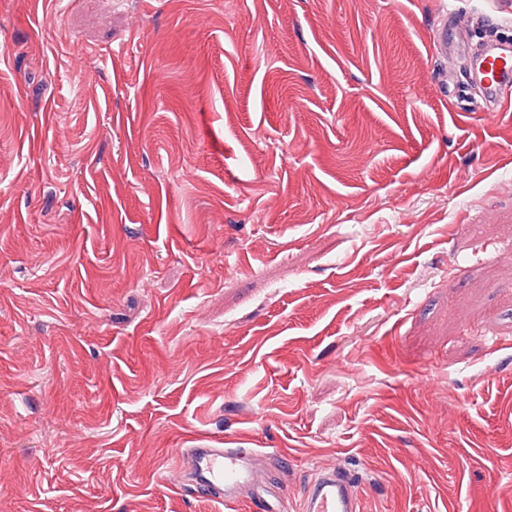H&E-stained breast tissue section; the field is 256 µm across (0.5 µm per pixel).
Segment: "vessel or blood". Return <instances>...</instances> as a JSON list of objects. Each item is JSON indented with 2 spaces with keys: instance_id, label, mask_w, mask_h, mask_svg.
Segmentation results:
<instances>
[{
  "instance_id": "vessel-or-blood-1",
  "label": "vessel or blood",
  "mask_w": 512,
  "mask_h": 512,
  "mask_svg": "<svg viewBox=\"0 0 512 512\" xmlns=\"http://www.w3.org/2000/svg\"><path fill=\"white\" fill-rule=\"evenodd\" d=\"M477 20L490 31L508 22L504 16L495 18L480 11L470 17L449 9L430 30L429 46L433 56L463 63L466 81L452 84L458 111L490 116L512 103V41L494 38L472 44V25ZM181 455L185 466L171 474L172 488L181 490L191 483L216 501L246 499L258 512H286L278 487L264 478L255 463L257 449L201 444L182 449ZM358 503L352 478L326 468L305 492L302 512H359Z\"/></svg>"
}]
</instances>
